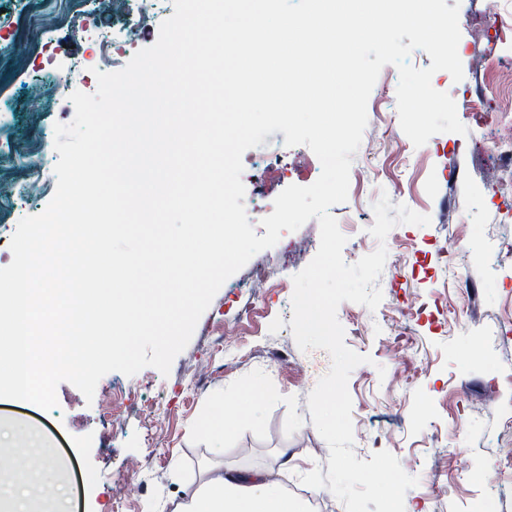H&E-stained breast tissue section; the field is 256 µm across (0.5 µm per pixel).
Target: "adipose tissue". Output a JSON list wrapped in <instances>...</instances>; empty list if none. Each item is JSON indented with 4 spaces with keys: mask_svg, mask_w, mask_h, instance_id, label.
Instances as JSON below:
<instances>
[{
    "mask_svg": "<svg viewBox=\"0 0 512 512\" xmlns=\"http://www.w3.org/2000/svg\"><path fill=\"white\" fill-rule=\"evenodd\" d=\"M22 428L16 421H0V475H8L19 494L10 501L9 512H33L35 503L63 498L61 486L43 484L39 478L40 472L56 469V459H45L36 470L27 457L15 453L17 442L29 448L36 445L34 437L19 439ZM174 512H308V508L290 498L271 472L215 465L206 471L199 487L183 492Z\"/></svg>",
    "mask_w": 512,
    "mask_h": 512,
    "instance_id": "ef3b65f1",
    "label": "adipose tissue"
}]
</instances>
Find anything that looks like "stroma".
Masks as SVG:
<instances>
[{
  "mask_svg": "<svg viewBox=\"0 0 512 512\" xmlns=\"http://www.w3.org/2000/svg\"><path fill=\"white\" fill-rule=\"evenodd\" d=\"M90 15L57 28L43 54L28 56L23 46L31 35L25 25H0V44L16 52L0 55V87L7 90L11 111L7 116L11 136L19 141L40 140L37 159L46 173H53L59 158L54 149V126L71 122L74 106L68 96H55L42 111L30 112L27 102L35 81L60 75L69 64L90 67L84 81L72 90L88 94L97 89L93 73L98 62L86 31L120 26L113 0H88ZM459 8L467 23L461 26L458 54L464 77L453 82L449 73L436 72L432 85L453 100L477 97L496 90L512 96V85L490 87L479 74L478 59L492 45V30L472 25L492 10H499L512 25V0H446ZM388 88L374 86L368 100L369 123L397 118L394 66L379 74ZM467 135L440 133L422 147H414L400 126L390 139L360 145L352 154L353 169L373 166L384 170L365 195L373 206L380 195L392 204L429 215L428 226L401 224L385 242L368 232L369 221H356L353 195L332 206L330 212L348 241L346 263L357 262L385 245L387 259L376 285L383 298L376 310L341 303L337 318L344 328V342L371 361L356 367L348 381L352 398L353 450L360 459L374 452L394 454L409 475L418 478L404 503L421 512H471L484 493L495 497V512H512V390L497 389L493 380L500 369L512 370V337L499 328L512 318V255L499 254L500 236L512 234V223L501 220L488 184L497 176L494 160L483 153V141L493 137L489 128H478L471 114L459 116ZM285 136L267 135L265 144L279 149L285 164L282 177L260 184H246V196L277 195L287 186L310 185L319 163L304 145L285 146ZM407 200H400L398 190ZM470 214L467 226L456 222L458 208ZM472 250L478 261L463 270L457 287L448 281V259L440 250ZM247 269L230 276L199 319L186 348L174 359L169 374L147 367L132 376L114 371L97 384L93 400H85L72 384L57 387L58 406L50 412L34 404L0 398V419L35 425L47 438L57 457L74 458L93 482L65 481L68 512H111L112 495L122 491L131 512H172L184 486H199L204 471L215 463L233 468L279 472L289 494L307 500L310 512H344L343 504L325 488L303 485L299 477L314 469L328 471L329 448L312 422L308 396L331 368L330 354L322 349L301 351L292 334V288L273 287L249 314H242L243 298L234 294ZM454 300L461 309L449 322L441 305ZM417 306L411 320H402V306ZM261 384L264 399L253 418L242 419L216 455L198 430L199 422L215 406L233 416L235 405L252 384ZM135 386L137 394L125 402L116 424L100 416L104 396L112 386ZM161 426L157 447L147 435ZM288 449L291 460L280 466L279 449ZM448 470L435 473L440 459Z\"/></svg>",
  "mask_w": 512,
  "mask_h": 512,
  "instance_id": "stroma-1",
  "label": "stroma"
}]
</instances>
